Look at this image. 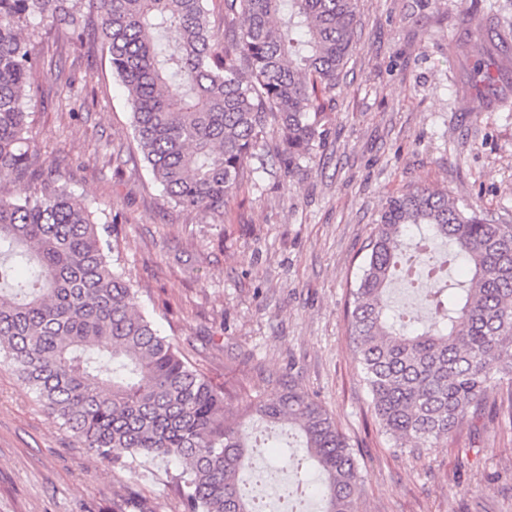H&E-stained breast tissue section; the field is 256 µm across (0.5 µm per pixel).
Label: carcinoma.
<instances>
[{"mask_svg": "<svg viewBox=\"0 0 512 512\" xmlns=\"http://www.w3.org/2000/svg\"><path fill=\"white\" fill-rule=\"evenodd\" d=\"M209 0H0V361L93 456L121 468L178 464L183 512H256L240 475L254 449L244 422L286 427L321 477L323 512H355L353 449L293 380L234 400L191 367L137 309L110 261L104 222L52 177L26 176L29 103L50 27L81 39L87 16L122 84L147 168L176 206L213 218L247 168L288 171L330 134L332 100L356 38V0H224V41ZM484 48L475 83L495 81ZM277 127L275 145L268 129ZM433 275L419 330L387 290ZM349 331L376 420L397 446L449 437L488 388L512 382V224L442 190L409 186L375 221L352 292ZM113 512H154L131 498Z\"/></svg>", "mask_w": 512, "mask_h": 512, "instance_id": "cac0c4a2", "label": "carcinoma"}]
</instances>
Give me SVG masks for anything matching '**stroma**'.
Here are the masks:
<instances>
[{
	"label": "stroma",
	"mask_w": 512,
	"mask_h": 512,
	"mask_svg": "<svg viewBox=\"0 0 512 512\" xmlns=\"http://www.w3.org/2000/svg\"><path fill=\"white\" fill-rule=\"evenodd\" d=\"M357 37L324 146L291 173H248L222 223L153 181L126 94L92 33L50 35L57 70L34 99L32 170L92 211L118 212L113 255L141 311L189 361L240 397L295 383L330 413L363 479L356 512H512V421L482 414L419 450L394 447L370 406L346 309L374 221L409 185L447 191L512 223V80L475 108L449 43L512 44V0H357ZM174 463L101 462L0 364V512H112L114 498L183 512Z\"/></svg>",
	"instance_id": "1"
}]
</instances>
